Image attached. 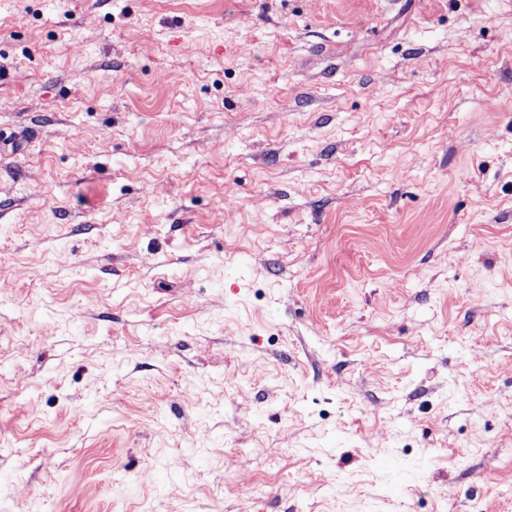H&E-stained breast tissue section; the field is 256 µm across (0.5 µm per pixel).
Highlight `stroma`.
Listing matches in <instances>:
<instances>
[{
	"instance_id": "1",
	"label": "stroma",
	"mask_w": 512,
	"mask_h": 512,
	"mask_svg": "<svg viewBox=\"0 0 512 512\" xmlns=\"http://www.w3.org/2000/svg\"><path fill=\"white\" fill-rule=\"evenodd\" d=\"M512 0H0V512H512Z\"/></svg>"
}]
</instances>
